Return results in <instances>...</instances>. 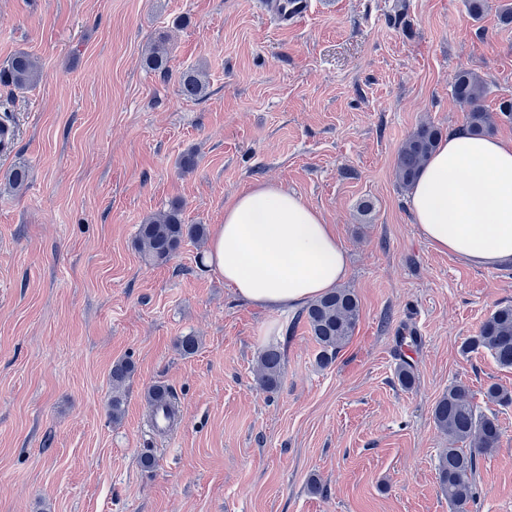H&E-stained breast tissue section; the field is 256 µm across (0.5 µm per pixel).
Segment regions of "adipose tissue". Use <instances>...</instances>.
<instances>
[{
	"instance_id": "obj_1",
	"label": "adipose tissue",
	"mask_w": 512,
	"mask_h": 512,
	"mask_svg": "<svg viewBox=\"0 0 512 512\" xmlns=\"http://www.w3.org/2000/svg\"><path fill=\"white\" fill-rule=\"evenodd\" d=\"M410 209L436 251L485 269L512 264V142L450 131L412 188ZM205 263L238 298L270 311L312 301L348 275L322 214L268 183L225 206Z\"/></svg>"
}]
</instances>
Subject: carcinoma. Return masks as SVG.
<instances>
[{
    "mask_svg": "<svg viewBox=\"0 0 512 512\" xmlns=\"http://www.w3.org/2000/svg\"><path fill=\"white\" fill-rule=\"evenodd\" d=\"M169 48L166 40L150 44L146 65L163 78L170 75L167 67ZM41 77L36 62L25 52L16 53L7 66L0 69V84L23 90L35 85ZM179 92L187 99L199 100L206 96L208 81L199 69H187L177 77ZM455 99L467 108V128L474 136H485L494 129L495 116L483 104L486 88L470 70H458L451 83ZM439 128L424 123L408 136L396 160V179L409 188L427 164L440 142ZM182 204L171 203L168 210L149 217L140 225L136 248L156 263L168 262L186 240L200 242L206 236L203 224H185ZM360 318L359 302L349 288H336L309 303L297 316L304 321L308 332L319 347L317 363L326 368L336 361L341 349L353 336ZM487 351L503 368H512V304L498 306L480 325L475 336L465 341L461 350L470 353ZM284 354L280 344L270 343L262 348L258 358L256 377L268 391L280 386L283 375ZM134 364L119 360L112 365V399L109 413L112 421L122 419L125 406L126 383L133 376ZM486 398L497 404L512 403V391L492 384ZM433 419L436 427L448 435V448L438 458L439 486L448 497V503L463 512L476 496L475 473L477 456L497 447L501 430L493 414L480 411L472 402L469 391L462 385L448 388L435 403Z\"/></svg>",
    "mask_w": 512,
    "mask_h": 512,
    "instance_id": "cac0c4a2",
    "label": "carcinoma"
}]
</instances>
